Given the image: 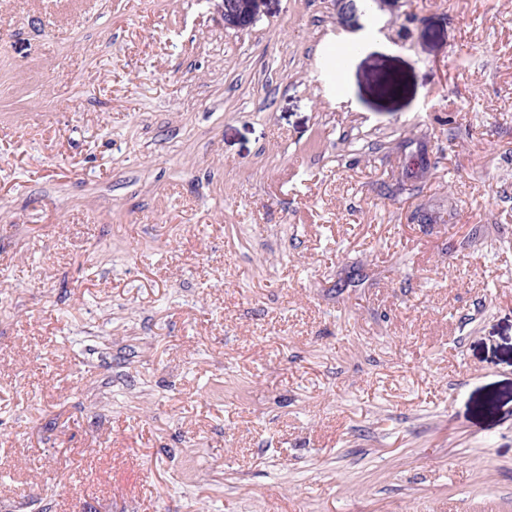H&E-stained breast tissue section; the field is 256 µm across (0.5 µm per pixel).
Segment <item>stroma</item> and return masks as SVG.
Masks as SVG:
<instances>
[{
    "mask_svg": "<svg viewBox=\"0 0 512 512\" xmlns=\"http://www.w3.org/2000/svg\"><path fill=\"white\" fill-rule=\"evenodd\" d=\"M227 14L0 0V512H512V0ZM414 178H416V173L408 168L405 173H402L401 177L396 178L394 183L385 181L380 183L379 192L384 198L390 200H396L402 196L410 198L417 190L413 181Z\"/></svg>",
    "mask_w": 512,
    "mask_h": 512,
    "instance_id": "stroma-1",
    "label": "stroma"
}]
</instances>
